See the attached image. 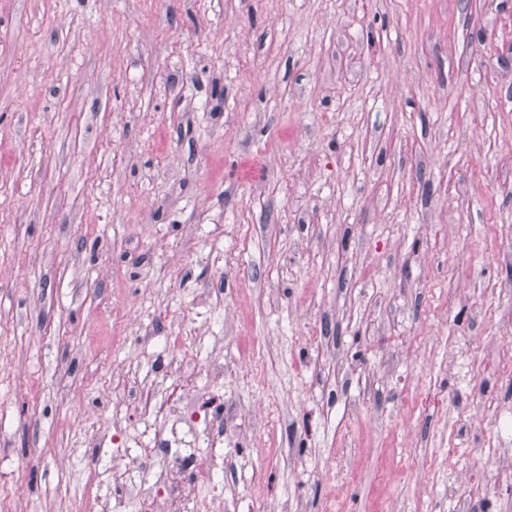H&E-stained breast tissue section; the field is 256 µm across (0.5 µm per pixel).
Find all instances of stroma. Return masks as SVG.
<instances>
[{
    "instance_id": "obj_1",
    "label": "stroma",
    "mask_w": 512,
    "mask_h": 512,
    "mask_svg": "<svg viewBox=\"0 0 512 512\" xmlns=\"http://www.w3.org/2000/svg\"><path fill=\"white\" fill-rule=\"evenodd\" d=\"M1 398L0 512H512V0H0Z\"/></svg>"
}]
</instances>
